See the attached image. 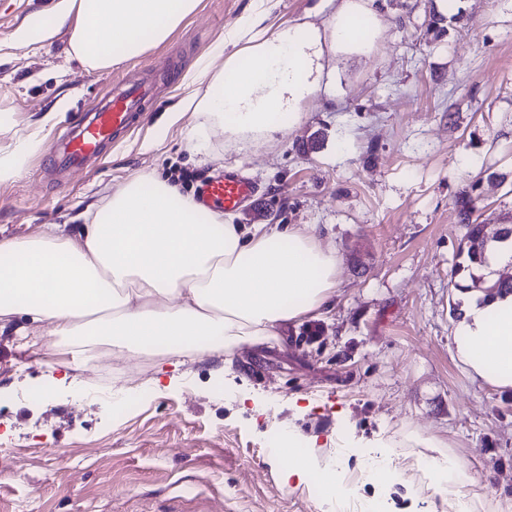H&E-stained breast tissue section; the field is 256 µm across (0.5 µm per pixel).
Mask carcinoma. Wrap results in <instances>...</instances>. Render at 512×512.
I'll return each instance as SVG.
<instances>
[{
	"instance_id": "carcinoma-1",
	"label": "carcinoma",
	"mask_w": 512,
	"mask_h": 512,
	"mask_svg": "<svg viewBox=\"0 0 512 512\" xmlns=\"http://www.w3.org/2000/svg\"><path fill=\"white\" fill-rule=\"evenodd\" d=\"M459 222L465 226V235L459 247L458 257L461 261L454 264L452 275L468 274L472 283L484 285V292L493 294L503 290L512 292V277L492 279L484 274H477L487 263L486 249L489 244L512 242V226H504L498 230V235L488 238L486 224L474 218L475 205L473 200L460 196L456 201Z\"/></svg>"
}]
</instances>
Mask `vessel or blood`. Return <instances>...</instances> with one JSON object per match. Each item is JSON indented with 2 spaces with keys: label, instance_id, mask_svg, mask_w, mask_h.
Listing matches in <instances>:
<instances>
[{
  "label": "vessel or blood",
  "instance_id": "vessel-or-blood-1",
  "mask_svg": "<svg viewBox=\"0 0 512 512\" xmlns=\"http://www.w3.org/2000/svg\"><path fill=\"white\" fill-rule=\"evenodd\" d=\"M152 98L151 88L145 83L122 84L104 104L74 124L62 144L53 146L51 153L57 166L77 169L98 157L107 144L118 142L137 124ZM257 193L251 181L227 172L203 186L199 202L213 211L233 212L255 199Z\"/></svg>",
  "mask_w": 512,
  "mask_h": 512
}]
</instances>
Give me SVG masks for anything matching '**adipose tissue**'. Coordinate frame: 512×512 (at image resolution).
<instances>
[{
	"instance_id": "1",
	"label": "adipose tissue",
	"mask_w": 512,
	"mask_h": 512,
	"mask_svg": "<svg viewBox=\"0 0 512 512\" xmlns=\"http://www.w3.org/2000/svg\"><path fill=\"white\" fill-rule=\"evenodd\" d=\"M199 0H57L20 41L71 32L70 50L87 69L103 70L164 42ZM265 9L241 19L196 72L208 82L188 106L214 115L226 134H270L276 114L300 122L303 101L324 78L329 57L365 56L382 33L376 0H338L324 26L303 21L265 27ZM90 223L63 235L48 224L24 241L0 242V318L44 325L55 352L90 357L97 344L116 354L153 352L158 374L171 357L280 341L284 325L314 317L336 290L339 256L323 247L314 224L231 223L200 213L176 184L138 175L105 202ZM456 352L467 373L512 388V294L469 304L457 325ZM293 457L284 486L318 473L324 499L338 498L336 469L315 470L308 440L282 434ZM442 473L437 491L458 499L467 482L461 461L424 456Z\"/></svg>"
}]
</instances>
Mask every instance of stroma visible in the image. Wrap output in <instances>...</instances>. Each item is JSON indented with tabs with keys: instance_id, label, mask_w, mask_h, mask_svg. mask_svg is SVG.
<instances>
[{
	"instance_id": "stroma-1",
	"label": "stroma",
	"mask_w": 512,
	"mask_h": 512,
	"mask_svg": "<svg viewBox=\"0 0 512 512\" xmlns=\"http://www.w3.org/2000/svg\"><path fill=\"white\" fill-rule=\"evenodd\" d=\"M384 33L370 55L332 61L336 81L306 101L302 121L272 138H225L205 112H175L206 82L185 83L257 0H200L163 43L100 71L69 53V33L17 43L55 0H0V155L39 147L0 182V241L43 225L73 233L100 202L142 173L233 171L261 205L234 223L315 224L340 258L338 286L316 318L261 348L183 357L156 388V356L96 362L31 394L65 360L20 347L18 316L0 318V512H325L313 483L280 482L275 436L315 438L311 456L354 478L335 512L379 498L386 512H450L420 456H457L476 512H512V389L471 377L454 342L466 294L450 273L465 233L455 201L470 195L488 231L512 224V0H461L465 20L438 28L437 0H379ZM273 25L325 22L326 0H268ZM156 87L140 124L101 160L62 171L49 148L120 79ZM68 97L66 111L56 101ZM388 453L400 477L372 481L357 462Z\"/></svg>"
}]
</instances>
